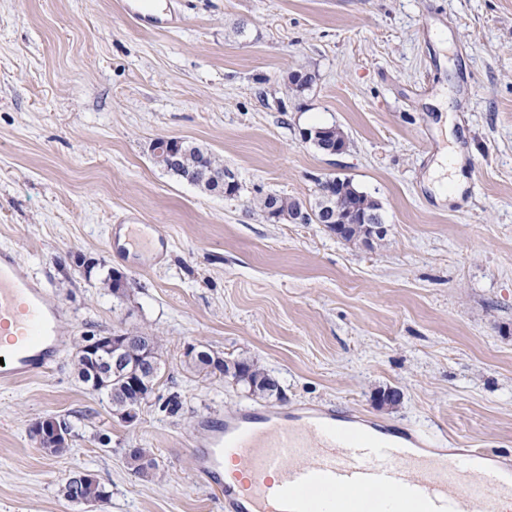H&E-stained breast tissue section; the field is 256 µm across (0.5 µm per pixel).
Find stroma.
<instances>
[{
  "label": "stroma",
  "mask_w": 512,
  "mask_h": 512,
  "mask_svg": "<svg viewBox=\"0 0 512 512\" xmlns=\"http://www.w3.org/2000/svg\"><path fill=\"white\" fill-rule=\"evenodd\" d=\"M140 4L0 0V247L70 330L50 372L0 384V512H83L60 492L75 470L111 489L98 512H220L188 435L243 405L351 408L451 448L512 451V0H151L157 27L128 14ZM302 68L311 87L285 94ZM332 124L342 154L301 138ZM162 136L223 159L240 197L156 167ZM451 144L466 178L454 198L430 179ZM330 175L381 203L373 248L269 223L252 203L313 204ZM136 220L168 235L154 265L111 248V225ZM111 269L124 300L98 281ZM119 329L161 339L156 396L131 424L74 366L83 337ZM190 345L257 361L284 400L196 372ZM389 388L393 409L377 402ZM48 417L70 425L69 453L31 438ZM129 448L153 451L152 479Z\"/></svg>",
  "instance_id": "obj_1"
}]
</instances>
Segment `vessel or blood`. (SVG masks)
I'll use <instances>...</instances> for the list:
<instances>
[{"label":"vessel or blood","instance_id":"b4317fda","mask_svg":"<svg viewBox=\"0 0 512 512\" xmlns=\"http://www.w3.org/2000/svg\"><path fill=\"white\" fill-rule=\"evenodd\" d=\"M64 308L17 259L0 249V330H13L0 349V382L51 370L67 341ZM353 413L333 407L262 411L197 420L194 469L216 494L222 512H373L386 493L394 512H499L512 500V456L442 448L434 436L390 427L353 429ZM236 484L224 480V461Z\"/></svg>","mask_w":512,"mask_h":512}]
</instances>
